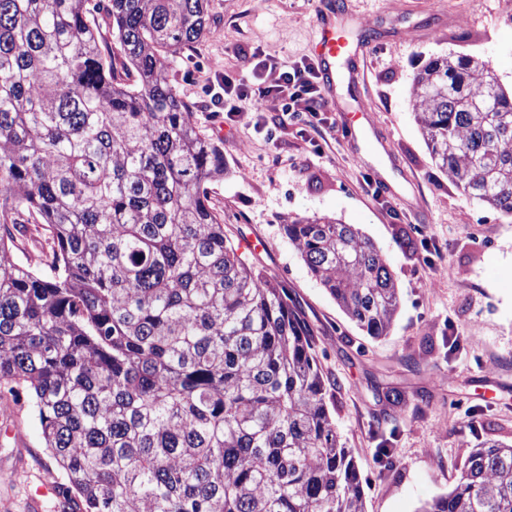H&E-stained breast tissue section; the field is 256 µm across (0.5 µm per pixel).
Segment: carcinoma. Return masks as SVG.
Here are the masks:
<instances>
[{
    "label": "carcinoma",
    "mask_w": 512,
    "mask_h": 512,
    "mask_svg": "<svg viewBox=\"0 0 512 512\" xmlns=\"http://www.w3.org/2000/svg\"><path fill=\"white\" fill-rule=\"evenodd\" d=\"M207 30V0H0V386L30 392L69 512H365L314 331L224 235V152L168 80ZM412 85L436 165L512 214V89L452 53ZM27 224L50 240L34 263L14 252ZM282 231L361 331L387 334L398 288L358 228ZM419 512H512V444L466 449Z\"/></svg>",
    "instance_id": "cac0c4a2"
}]
</instances>
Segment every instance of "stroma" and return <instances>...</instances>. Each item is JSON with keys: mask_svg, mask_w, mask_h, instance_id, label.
Segmentation results:
<instances>
[{"mask_svg": "<svg viewBox=\"0 0 512 512\" xmlns=\"http://www.w3.org/2000/svg\"><path fill=\"white\" fill-rule=\"evenodd\" d=\"M355 61L324 96L330 125L275 138L244 112L233 125L208 107L218 75L252 77L258 52L281 63L314 58L321 0H208L207 34L177 57L168 78L201 132L221 146L226 173L212 184V206L241 254L285 279L317 339L334 383L330 410L366 481V512H417L448 493L465 448L512 441V215L466 199L432 162L412 108V78L430 56L448 52L489 60L512 86V5L506 0H332ZM467 26H459L460 18ZM372 120L363 142L348 121ZM323 144L315 154L306 143ZM383 169L374 197L364 176ZM328 215L360 228L386 259L400 306L387 336L374 340L352 323L282 233L298 216ZM261 239L265 249H246ZM404 393L380 404L374 388ZM429 402H422V395ZM0 418V512H62L39 496L59 469L39 435L29 394Z\"/></svg>", "mask_w": 512, "mask_h": 512, "instance_id": "35a3bbf8", "label": "stroma"}]
</instances>
